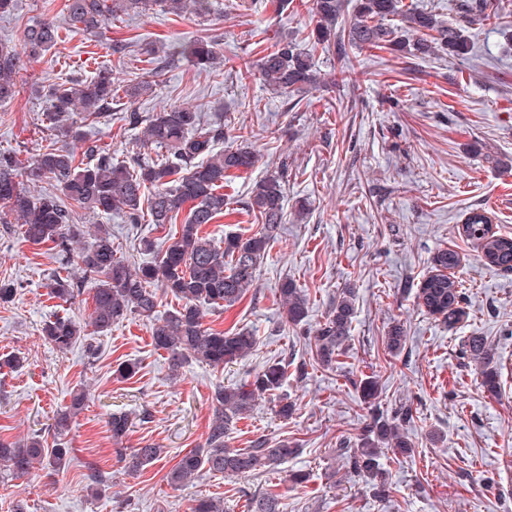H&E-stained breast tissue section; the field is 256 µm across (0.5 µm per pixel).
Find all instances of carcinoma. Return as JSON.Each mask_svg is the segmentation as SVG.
<instances>
[{"mask_svg":"<svg viewBox=\"0 0 512 512\" xmlns=\"http://www.w3.org/2000/svg\"><path fill=\"white\" fill-rule=\"evenodd\" d=\"M156 6L175 14L210 15V0H67V20L73 32L92 34L110 17L142 13ZM312 11L317 22L308 39L314 48L333 47L345 55L349 49L378 47L415 58L443 53L462 60L469 58L473 50L466 25L499 18L494 0H474L458 23L428 11L406 9L402 0H355L347 25L342 23L346 12L344 0H312ZM392 17L401 18L402 25L386 24ZM59 40V26L52 20L27 29L23 55L11 42L0 40V102L18 94L23 57L44 55ZM174 55L197 65H214L223 58L217 44L204 38L179 44ZM258 74L267 86L282 94L306 93L329 83L315 67L309 51L289 38L277 41L274 50L261 58ZM115 96L112 71L106 68L97 70L85 81L75 79L45 87L43 97L49 104L45 120L60 134L61 145L48 146L22 169L13 156L0 153V203L20 221L26 242L46 245L57 256L58 267L47 283L50 295L71 304L83 294L87 284L93 285V309L88 324L58 316L43 325L42 339L62 354L80 343L92 354L95 347L87 342V326L102 333L112 327V322L129 314L154 318L159 307L157 290L161 288L178 300L179 308L154 324L152 344L167 354L172 375H179L191 358L222 368L253 352L258 338L247 330L229 333L204 326L202 307L232 305L253 287L259 264L283 223L285 182L279 175H268L253 187L249 208L262 224L257 233L246 239L229 236L215 241L203 232V226L224 214L228 205L221 192L224 179L233 171L252 169L256 155L246 147L215 150L216 144L224 139V127L204 120L201 113L189 107L174 105L146 119L141 146L164 151L160 157L154 159L145 152L128 165L89 144L85 154L90 161L76 163V153L69 141L78 139V135L68 121L76 114L86 120L99 118L110 110ZM23 177L33 184L48 180L54 183L56 191L35 194L20 186ZM147 189L153 190L148 207L152 224H171L183 208H188L180 231L167 239V246L154 261L136 266L117 255L112 232L102 224L91 234V241H85V231L75 223L76 209L100 215L121 213L128 223L137 224L142 218V198ZM491 223L486 209L474 208L465 217L462 235L480 244L487 266L511 272L512 236L493 231ZM73 254L78 258L79 277L70 271ZM458 261L455 250L438 251L434 257L437 273L427 277L417 293L418 305L448 324L457 322L464 313L466 292L445 274ZM276 294L286 323L302 325L309 304L304 291L285 278ZM353 317V294L345 289L315 332L319 364L331 369L336 366V358L350 338ZM405 341L404 330L399 326L392 327L385 336L391 353H399ZM462 350L480 367L485 391L497 393L498 372L490 367L493 348L487 339L470 336ZM286 372L285 364L274 360L242 384L215 386L204 446L180 454L167 474L170 484L186 485L203 471L227 478L247 477L273 469L293 457L297 448L288 441L273 444L258 438L249 448H230L224 442L228 431L250 413L259 399L282 387ZM86 401L83 388L71 394L70 403L55 416L51 446L40 435L18 442L0 440L3 473L14 479L23 478L31 474L34 465L44 462L53 472L66 468L71 453L66 436L73 417ZM412 419L409 408L391 418L375 416L360 447H343L350 469L365 478L379 498L390 496L391 489L381 467L380 445H387L397 454L410 453L413 445L405 427ZM130 425L129 415L123 412L112 413L107 420L116 443L127 435ZM116 452L125 472L131 474L144 470L161 455V449L151 443L129 450L118 448ZM88 470L87 492L97 495L108 485L110 477L94 466ZM248 510L278 512V503L271 495L258 494L250 499ZM191 512H224V501L200 497L194 500Z\"/></svg>","mask_w":512,"mask_h":512,"instance_id":"1","label":"carcinoma"}]
</instances>
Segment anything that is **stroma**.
<instances>
[{
  "instance_id": "35a3bbf8",
  "label": "stroma",
  "mask_w": 512,
  "mask_h": 512,
  "mask_svg": "<svg viewBox=\"0 0 512 512\" xmlns=\"http://www.w3.org/2000/svg\"><path fill=\"white\" fill-rule=\"evenodd\" d=\"M501 20L471 26L473 59L445 55L408 59L387 49L338 56L316 50L322 72L349 70L347 82L302 95L300 100L265 86L258 76L240 79V61L257 62L279 38L303 40L315 25L311 0H212V18L154 9L108 21L103 35L72 32L64 23L65 0H17L0 18V39L22 46L27 28L47 19L61 26V40L44 56L27 60L19 94L0 104V151L21 162L55 143L41 122L44 86L91 77L111 69L118 88L108 116L79 121L83 152L93 142L118 160L136 158L143 119L170 105L195 108L224 128V145H245L259 156L255 167L224 182L229 208L205 232L215 239L247 238L261 227L246 203L254 184L270 174L285 181V222L264 258L255 288L234 305L203 310L205 326L247 330L259 339L255 351L221 369L189 362L169 375L164 352L152 345V322L135 315L98 335V355L82 348L60 354L41 337L57 315L88 318L90 293L74 303L50 298L47 279L57 263L44 245L24 242L11 214L0 215V281L22 287L15 301L0 305V358L20 357L0 368V438L18 441L47 434L69 394L87 387L89 400L67 436L69 465L46 476L43 467L20 479H0V512L23 500L27 512H190L195 498L224 500L226 512H246L252 495L277 494L279 512H512V272L484 264L477 245L460 235L465 214L485 208L495 231L512 235V47L501 33L512 21V0H503ZM204 36L220 43V66L198 69L187 60L155 70L173 44ZM149 81V95L129 90ZM137 112L132 123L127 113ZM77 223L112 229L125 256L146 261L140 238L164 242L175 225L127 223L119 213L78 211ZM456 250L455 271L467 299L455 326L422 310L417 291L441 249ZM291 278L309 298L305 325L286 324L276 289ZM355 291L352 336L336 369L316 364L311 342L342 289ZM402 325L406 344L389 353L384 337ZM468 336L492 345L501 388L489 395L461 354ZM283 360L282 392L295 404L277 412V397L258 400L230 430L226 443L250 447L253 440H288L300 453L275 469L247 478L201 472L181 487L166 475L179 454L202 447L219 384L244 381L268 360ZM135 360L139 372L118 378L119 363ZM378 385L375 408L362 399L360 383ZM413 411L411 456L384 451L391 493L374 497L350 473L339 447H358L372 410L392 415ZM125 412L133 424L122 443L106 426L110 413ZM147 443L161 447L159 460L124 474L116 449ZM112 480L100 497L85 490L89 466ZM308 475L293 485L290 470Z\"/></svg>"
}]
</instances>
